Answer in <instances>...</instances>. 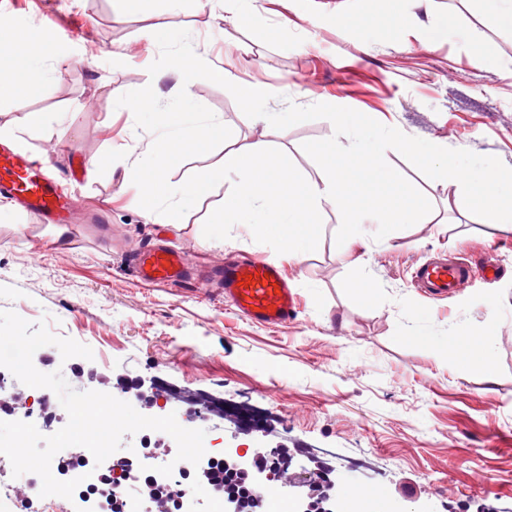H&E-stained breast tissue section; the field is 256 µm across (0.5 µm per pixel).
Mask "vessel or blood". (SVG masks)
I'll use <instances>...</instances> for the list:
<instances>
[{
    "mask_svg": "<svg viewBox=\"0 0 512 512\" xmlns=\"http://www.w3.org/2000/svg\"><path fill=\"white\" fill-rule=\"evenodd\" d=\"M72 172L53 169L49 162L9 148H0V197L17 202L23 211L44 223L65 224L70 218L71 198L64 185ZM129 264L139 281H177L187 285L200 276L216 278L224 284V298L242 317L260 324L274 325L291 318L297 310V294L285 280L273 259L245 257L205 269L193 264L182 248L150 243L131 253ZM496 264L472 266L468 262L429 260L413 273L417 288L428 297L446 298L472 278H497ZM252 277L243 285V277Z\"/></svg>",
    "mask_w": 512,
    "mask_h": 512,
    "instance_id": "obj_1",
    "label": "vessel or blood"
}]
</instances>
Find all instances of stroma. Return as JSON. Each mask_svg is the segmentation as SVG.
<instances>
[{"instance_id":"stroma-1","label":"stroma","mask_w":512,"mask_h":512,"mask_svg":"<svg viewBox=\"0 0 512 512\" xmlns=\"http://www.w3.org/2000/svg\"><path fill=\"white\" fill-rule=\"evenodd\" d=\"M232 8L231 0H155L147 12L127 0H0V15L14 20L0 36L55 25L41 40L53 77L25 111L0 100V128L15 148L59 166L75 154L97 159L80 203L104 209L112 224H74L61 234L17 208L0 216V310L90 347L89 367L112 380L148 384L159 375L169 388L223 401L227 417L196 422L212 447L293 449L294 479L334 477L338 499L362 488L390 512H512V227L484 223L447 180L386 151L432 212L387 244H356L341 257V216L325 208L317 250L284 266L299 298L296 317L259 325L217 289L142 285L128 268L126 250L158 236L212 261L270 248L246 226H233L220 247L204 237L225 182L179 219L141 208L124 169L153 135L132 134L116 106L121 94L148 85L164 101L179 92L175 70L148 73L159 55L148 35L161 23L191 31L212 67L265 87L269 111L320 99L512 167V21L476 0H257L245 24L230 21ZM357 13L382 21L378 39L350 25ZM190 93L223 116L233 138L176 166L170 184L221 166L230 150L260 137L318 179L302 145L329 138L330 121L262 128L208 80H195ZM440 255L492 260L504 273L431 299L412 274ZM415 323L434 336L492 334L491 359L438 354L408 338ZM407 479L418 494H399Z\"/></svg>"}]
</instances>
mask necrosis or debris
<instances>
[{
  "instance_id": "obj_1",
  "label": "necrosis or debris",
  "mask_w": 512,
  "mask_h": 512,
  "mask_svg": "<svg viewBox=\"0 0 512 512\" xmlns=\"http://www.w3.org/2000/svg\"><path fill=\"white\" fill-rule=\"evenodd\" d=\"M0 417L34 423L44 435L58 430L63 419L52 391L34 392L4 368H0ZM159 438L158 432L143 431L139 446L122 449L100 464L83 447L64 449L54 457L51 469L60 480L80 478L72 499L40 497V478L26 473L17 483L0 481V507L5 512H72L77 505L83 512H127L124 497L112 492L117 478L127 471L138 475L140 496L153 512H196L201 504L209 512H224L228 495L243 500L244 512H257L260 503L241 467L239 449H207L195 466L175 461L169 449L160 447ZM168 463L173 466L171 476L157 473V466ZM176 485L182 495L174 499L170 490Z\"/></svg>"
}]
</instances>
